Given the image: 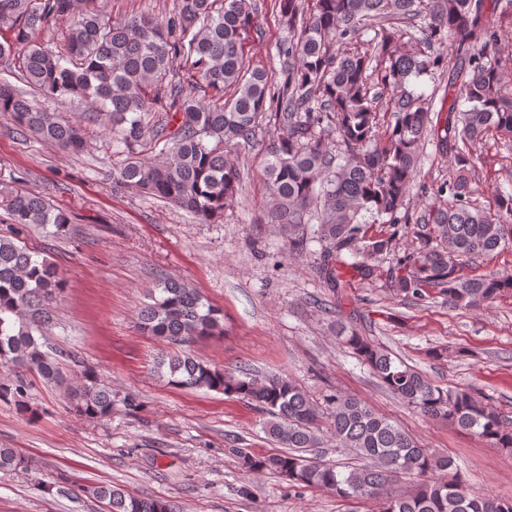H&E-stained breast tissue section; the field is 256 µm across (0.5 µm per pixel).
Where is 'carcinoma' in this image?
Instances as JSON below:
<instances>
[{
  "instance_id": "cac0c4a2",
  "label": "carcinoma",
  "mask_w": 512,
  "mask_h": 512,
  "mask_svg": "<svg viewBox=\"0 0 512 512\" xmlns=\"http://www.w3.org/2000/svg\"><path fill=\"white\" fill-rule=\"evenodd\" d=\"M292 36L279 44L284 81L271 90L267 76L250 71L244 44L256 27L251 0H177L163 20L141 16L105 19L100 7L79 10V0H0V29L14 38L0 42V62L18 61L17 77L29 94L78 97L104 113L113 146L129 150L115 182L170 202L211 221L237 196L240 171L224 149L249 143L263 123L272 137L263 161L269 196L266 223L300 255L318 243L316 274L336 295L340 344L398 399L423 416L441 419L512 453V420L466 390L444 389L394 357L354 325L342 320L343 255L361 279L384 278L397 293L415 299L437 288L448 304L481 309L512 291V276L495 273L465 279L459 264L512 242V193L500 192L494 207L474 203L476 158L470 147L489 136L512 143V97L494 56L499 34L495 16L512 0H276ZM71 18L63 48L34 40L52 21ZM374 36L362 50L348 45ZM410 36L421 54L400 52ZM194 69L193 89H210L221 103L187 92L176 81L178 59ZM448 75V107L433 108L440 87L418 93L416 79ZM24 92L0 83V117L21 133L34 134L71 152L84 148L81 127L55 112L34 107ZM167 121L153 130L165 141L162 158L135 153L151 126L157 102ZM389 112L378 134L382 111ZM336 138H331V135ZM436 140L453 155V174L420 186L439 204L412 221L407 197L426 142ZM12 224H51L61 232L68 216L22 190L0 197ZM316 224L309 225V220ZM385 230L370 232L371 225ZM414 225L419 251L385 269L380 259L395 249L402 228ZM62 286L55 268L9 237H0V365L19 366L48 384L63 382L55 355L37 333L48 325L49 302ZM223 314L186 283L166 277L137 318L138 327L182 347L159 361L168 383L221 391L265 415L268 437L283 451L256 457L237 449L246 473L272 471L291 488L326 489L342 499H375L378 512H512V500L473 493L454 459L436 457L400 425L356 396L332 391L319 403L288 377L220 372L187 351L197 340L223 332ZM25 380L0 383V401L19 400ZM77 411L99 418L112 414V390L90 375L71 392ZM363 460L346 465L308 456L323 445L322 428ZM27 465L14 448L0 447V471ZM422 482L394 495L387 486L401 474ZM60 492L105 503L106 512H176L160 498H141L112 485H75Z\"/></svg>"
}]
</instances>
